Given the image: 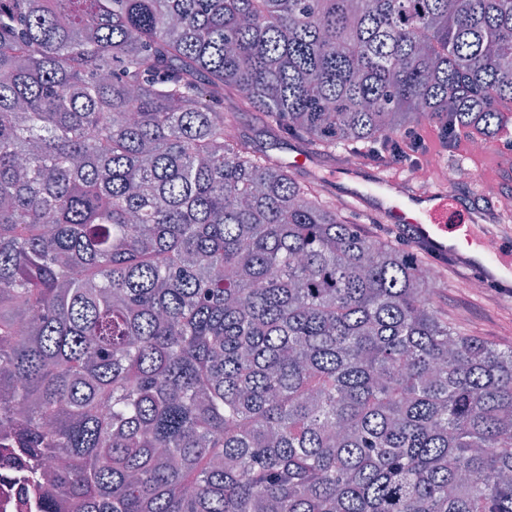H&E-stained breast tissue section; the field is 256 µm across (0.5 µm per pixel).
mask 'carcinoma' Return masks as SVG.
Wrapping results in <instances>:
<instances>
[{
  "mask_svg": "<svg viewBox=\"0 0 512 512\" xmlns=\"http://www.w3.org/2000/svg\"><path fill=\"white\" fill-rule=\"evenodd\" d=\"M509 112L512 0H0L25 512H512V347L275 153Z\"/></svg>",
  "mask_w": 512,
  "mask_h": 512,
  "instance_id": "obj_1",
  "label": "carcinoma"
}]
</instances>
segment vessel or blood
Returning <instances> with one entry per match:
<instances>
[{
  "label": "vessel or blood",
  "mask_w": 512,
  "mask_h": 512,
  "mask_svg": "<svg viewBox=\"0 0 512 512\" xmlns=\"http://www.w3.org/2000/svg\"><path fill=\"white\" fill-rule=\"evenodd\" d=\"M341 175L352 179L349 193L364 214L402 225L418 248L440 262L491 286H512V228L481 224L470 202L457 198L447 185L422 192L404 179L342 164L330 166L324 179L331 183Z\"/></svg>",
  "instance_id": "vessel-or-blood-1"
}]
</instances>
